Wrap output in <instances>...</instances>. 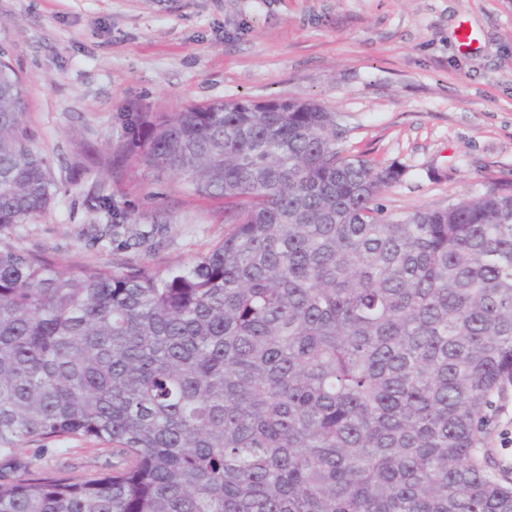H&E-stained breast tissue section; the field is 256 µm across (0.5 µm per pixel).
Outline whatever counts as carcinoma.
Returning <instances> with one entry per match:
<instances>
[{
    "mask_svg": "<svg viewBox=\"0 0 512 512\" xmlns=\"http://www.w3.org/2000/svg\"><path fill=\"white\" fill-rule=\"evenodd\" d=\"M4 56L0 228L57 192ZM349 138L308 99L141 114L102 166L223 200V241L163 272L0 241V512H512L483 448L512 385V189L393 218L404 168ZM70 438L112 446V469L25 456Z\"/></svg>",
    "mask_w": 512,
    "mask_h": 512,
    "instance_id": "1",
    "label": "carcinoma"
}]
</instances>
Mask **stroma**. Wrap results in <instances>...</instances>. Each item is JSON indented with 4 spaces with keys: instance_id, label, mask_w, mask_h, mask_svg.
<instances>
[{
    "instance_id": "1",
    "label": "stroma",
    "mask_w": 512,
    "mask_h": 512,
    "mask_svg": "<svg viewBox=\"0 0 512 512\" xmlns=\"http://www.w3.org/2000/svg\"><path fill=\"white\" fill-rule=\"evenodd\" d=\"M0 50L26 82L36 145L60 189L36 224L0 239L61 266L191 261L229 227L220 203L136 163L109 174L98 153L135 136L138 113L247 97L310 98L339 112L350 143L406 174L381 202L397 215L512 186V0H0ZM101 181L154 233L124 249L97 230ZM484 446L512 477V386L495 397ZM26 456L83 475L110 447L68 440Z\"/></svg>"
}]
</instances>
